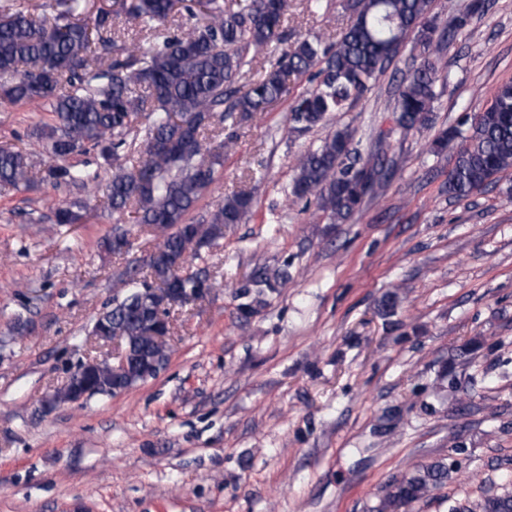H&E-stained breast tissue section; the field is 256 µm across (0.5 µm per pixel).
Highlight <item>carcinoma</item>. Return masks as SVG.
<instances>
[{"label":"carcinoma","mask_w":512,"mask_h":512,"mask_svg":"<svg viewBox=\"0 0 512 512\" xmlns=\"http://www.w3.org/2000/svg\"><path fill=\"white\" fill-rule=\"evenodd\" d=\"M435 0H346L352 23L334 45L321 37L291 46L284 21L290 0H113V9L76 17L80 0H59L61 10L47 20L19 5L0 15V90L13 104L37 103L54 117L40 133L48 162L36 163L26 149L0 148V192L45 187H86L90 175L73 165L75 154L96 153L115 172L103 190L114 213L129 212L153 237L146 276L128 275L116 285L111 306L93 322V336H117L125 366L111 372L89 365L81 384L89 396H114L146 381L154 364L167 361L164 337L171 324L161 310L162 295L186 297L216 287L207 271L182 274L188 260L224 237V227L251 212L253 198L239 192L215 205L195 223L189 215L216 181L233 136H207L215 116L231 125L266 111L290 95L288 77L307 75L311 87L289 110L291 129L305 133L321 126L329 112H343L363 99L378 75L414 40L427 51L397 90L398 125L427 128L434 110L440 70L439 47L451 31L435 37ZM486 0H465L453 28L464 27ZM126 12L147 37L121 44L107 36L114 17ZM268 64L244 91L236 87L254 60ZM467 132L442 133L435 147L456 150L448 171V196L483 192L498 174L512 169V81L498 86L489 106L467 115ZM386 156L362 160L352 130L343 128L296 159L289 194L314 203L331 224L359 211L364 197L386 177ZM88 200L60 203L58 224L87 222ZM131 245L115 229L106 249L122 256ZM288 280L278 269L253 274L249 285L272 288ZM452 468L445 462L421 465L386 485L378 512L399 510L445 485ZM459 512H512V492L485 495Z\"/></svg>","instance_id":"cac0c4a2"}]
</instances>
